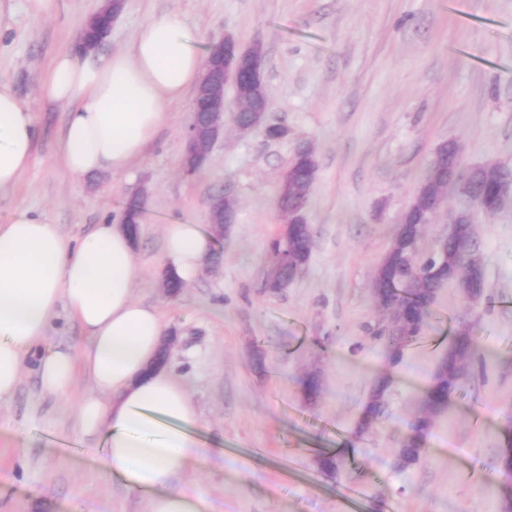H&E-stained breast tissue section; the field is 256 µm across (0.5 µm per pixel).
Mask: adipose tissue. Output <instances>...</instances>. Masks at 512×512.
Returning a JSON list of instances; mask_svg holds the SVG:
<instances>
[{
	"mask_svg": "<svg viewBox=\"0 0 512 512\" xmlns=\"http://www.w3.org/2000/svg\"><path fill=\"white\" fill-rule=\"evenodd\" d=\"M201 33L179 14L149 19L127 48L92 59L59 54L44 95L68 108L62 155L74 176L129 172L167 119V106L196 87L205 61ZM36 117L0 82V190L27 167ZM200 225L165 227V253L189 280L212 252ZM133 239L107 222L79 240L57 225L21 215L0 224V399L17 390L27 356L38 353L44 393L67 395L76 370L94 390L75 405L76 422L102 436L105 455L125 486L152 492L150 512H211L203 493L175 479L197 461V406L173 371L158 362L165 324L158 310L133 294ZM66 309L85 330L80 354L44 348L52 319ZM110 394L103 402L102 394Z\"/></svg>",
	"mask_w": 512,
	"mask_h": 512,
	"instance_id": "obj_1",
	"label": "adipose tissue"
}]
</instances>
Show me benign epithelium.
<instances>
[{"label":"benign epithelium","mask_w":512,"mask_h":512,"mask_svg":"<svg viewBox=\"0 0 512 512\" xmlns=\"http://www.w3.org/2000/svg\"><path fill=\"white\" fill-rule=\"evenodd\" d=\"M231 40L226 36L218 43L209 46L205 59L204 75L195 93V100H201L206 107L204 122L191 120L183 131L184 151L181 162L182 172L187 176L196 175L209 160L215 141L224 132V112L227 111L225 88L230 86L234 92L235 108L232 111L234 124L242 131L263 128L269 139H280L285 129L278 125L265 123L268 110L267 96L264 93L263 62L264 57L258 53L262 44L255 42L238 51L234 64L224 63V42ZM249 103L253 117L247 123L239 120L243 104ZM304 162L311 174H316L317 163L314 151L309 146L298 148L280 177V204L278 218L283 236H293L297 231H310L307 224L306 210L308 193L294 190L298 164ZM461 182V191L468 194L467 185L470 178L460 179L459 163L448 168L445 187H433L429 182L419 185L410 205L403 211L399 223L406 226L413 224L434 223L443 206L447 186ZM485 194L495 209H500L512 199V182L492 180L486 184ZM236 207L231 196L218 193L212 195L208 206V223L212 225L214 236L222 237L229 225L235 223ZM308 260L302 259L295 251H287L273 264L267 279V288L280 292L303 273ZM407 268L406 257L384 255L375 271V277H390Z\"/></svg>","instance_id":"benign-epithelium-1"}]
</instances>
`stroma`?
<instances>
[{
  "instance_id": "1",
  "label": "stroma",
  "mask_w": 512,
  "mask_h": 512,
  "mask_svg": "<svg viewBox=\"0 0 512 512\" xmlns=\"http://www.w3.org/2000/svg\"><path fill=\"white\" fill-rule=\"evenodd\" d=\"M98 7L58 0L54 15L38 18L25 0H0V80L38 126L29 165L0 192V224L26 212L78 239L145 192L134 295L161 314L167 365L205 421L199 459L178 485L203 492L212 512H345L351 495L358 512H498L512 491L493 471L512 424V205L474 217L482 302L470 304L457 284L442 288L424 338L404 347L400 363L372 334L388 318L371 288L442 143L459 145L461 174L488 162L512 167V0H125L101 54L172 12L207 43L230 34L241 46H264L268 117L285 136L271 141L225 122L207 168L193 177L181 172L189 95L170 104L130 174L65 170L66 108L41 87ZM306 144L318 162L306 212L310 257L285 291L272 292L279 176ZM218 192L237 204L218 261L166 294V225L206 224ZM463 322L488 359L450 395L426 454L400 467L407 426ZM380 379L388 382L384 414L358 431ZM92 388L80 371L67 397L49 396L27 360L15 394L0 400V512H149L148 493L108 473L102 445L77 429L73 405ZM333 455L345 465L325 467Z\"/></svg>"
}]
</instances>
